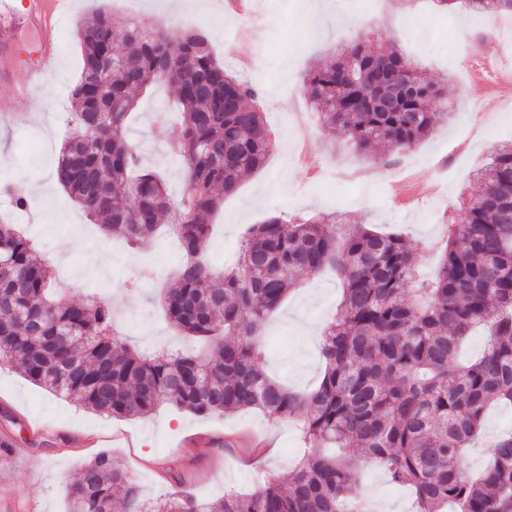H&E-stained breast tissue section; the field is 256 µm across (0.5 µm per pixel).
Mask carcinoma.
Here are the masks:
<instances>
[{
	"instance_id": "cac0c4a2",
	"label": "carcinoma",
	"mask_w": 512,
	"mask_h": 512,
	"mask_svg": "<svg viewBox=\"0 0 512 512\" xmlns=\"http://www.w3.org/2000/svg\"><path fill=\"white\" fill-rule=\"evenodd\" d=\"M462 2L474 13L512 12V0ZM77 39L83 67L54 178L101 230L129 245L172 219L185 258L176 287L164 293L165 315L199 347H130L109 301L76 304L52 291L35 242L0 220V365L103 417L144 418L164 403L198 415L258 409L273 423L294 424L306 450L288 480L267 470L254 489L227 487L215 502L184 493L176 459L164 462L171 489L152 498L99 454L71 485L68 512H361L355 453L411 488L415 512L450 504L455 512H512V432L490 442L479 476L461 470L489 410L512 404V144L491 155L469 196L448 209L430 276L403 236L334 213L271 216L247 230L234 265L217 269L202 260L209 219L271 147L259 90L216 61L203 30L117 24L101 12ZM160 81L175 88L182 108L180 125L160 133L183 164L177 196L141 169L126 137L139 96ZM303 86L324 130H344L364 153L384 148L391 162L450 110L443 89L401 52L360 42L343 44ZM3 193L27 210V193ZM327 269L342 294L320 338L324 374L314 390L289 389L268 375L259 329L292 285ZM477 327L487 331L485 349L462 364L459 352Z\"/></svg>"
}]
</instances>
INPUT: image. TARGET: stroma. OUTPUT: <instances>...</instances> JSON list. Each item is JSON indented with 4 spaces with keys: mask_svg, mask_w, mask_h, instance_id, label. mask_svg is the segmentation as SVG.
<instances>
[{
    "mask_svg": "<svg viewBox=\"0 0 512 512\" xmlns=\"http://www.w3.org/2000/svg\"><path fill=\"white\" fill-rule=\"evenodd\" d=\"M168 11L160 0H72L53 46H46L34 14L11 30L8 49L0 48V183L31 188L32 216H19L50 263L56 284L75 301L104 289L123 333L143 350L182 345L164 320L160 297L173 287L181 249L169 228L144 238L136 249L106 236L56 183L53 171L66 135L69 91L83 63L76 38L78 26L94 13L111 12L115 22L144 26L165 23L172 31L194 26L212 0ZM262 17L259 38H241L239 15L225 9L222 25L210 28L216 58L228 66L255 60L241 78L263 91L264 117L273 143L263 166L226 197L211 221L216 229L206 255L224 268L238 256L245 227L280 213L311 217L343 212L381 232L406 238L422 270H434L433 250L442 233L443 215L467 196L474 170L497 146L512 142V104L504 86H492L469 69L472 46L512 72V15L487 16L455 9H432L429 0H325L321 31L310 33L301 0H253ZM362 41L391 45L444 89L451 110L438 119L431 135L391 167L385 154H365L343 132L326 133L319 114L302 90V80L337 46ZM55 54L54 67L30 87L33 107L17 99L13 87L25 69L37 66L45 49ZM178 119L176 93L158 86L143 92L129 125L128 140L142 165L164 173L172 192H180L183 172L168 157L156 133ZM341 290L331 273L297 287L262 326L268 372L289 386L315 388L323 363L317 336L305 324L324 327ZM212 441L200 448L182 447L194 432ZM75 434L96 437L92 447H77ZM0 438L27 448V456L0 460V477L21 492L15 512H67L65 493L82 467L102 451L125 470L146 495L164 494L168 485L161 463L178 457L197 499L218 498L225 487L249 489L252 465L260 463L288 476L303 457L297 428L271 424L259 412L208 417L165 404L149 418L96 416L77 402L60 398L15 370H0ZM364 485L392 505L411 512L409 492L391 485L383 469L355 455Z\"/></svg>",
    "mask_w": 512,
    "mask_h": 512,
    "instance_id": "stroma-1",
    "label": "stroma"
}]
</instances>
